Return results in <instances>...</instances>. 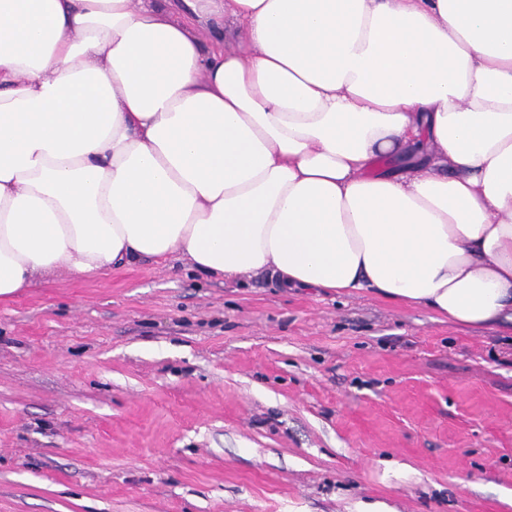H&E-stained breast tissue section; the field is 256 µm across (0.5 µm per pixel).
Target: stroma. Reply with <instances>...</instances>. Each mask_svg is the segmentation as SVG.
I'll return each mask as SVG.
<instances>
[{"label": "stroma", "instance_id": "obj_1", "mask_svg": "<svg viewBox=\"0 0 512 512\" xmlns=\"http://www.w3.org/2000/svg\"><path fill=\"white\" fill-rule=\"evenodd\" d=\"M512 512V344L175 254L0 299V512Z\"/></svg>", "mask_w": 512, "mask_h": 512}]
</instances>
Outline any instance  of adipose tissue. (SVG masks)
<instances>
[{
  "label": "adipose tissue",
  "instance_id": "ef3b65f1",
  "mask_svg": "<svg viewBox=\"0 0 512 512\" xmlns=\"http://www.w3.org/2000/svg\"><path fill=\"white\" fill-rule=\"evenodd\" d=\"M174 253L511 324L512 0H0V297Z\"/></svg>",
  "mask_w": 512,
  "mask_h": 512
}]
</instances>
